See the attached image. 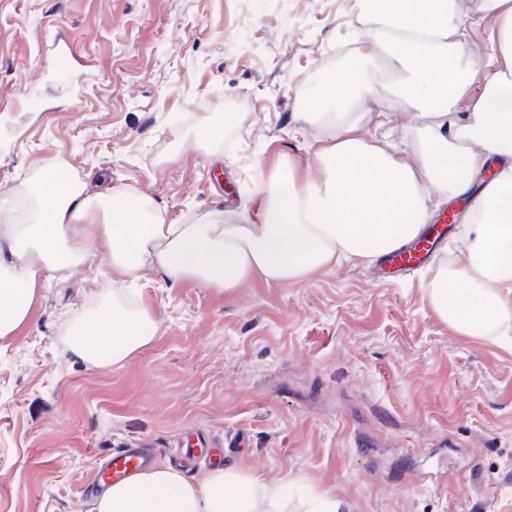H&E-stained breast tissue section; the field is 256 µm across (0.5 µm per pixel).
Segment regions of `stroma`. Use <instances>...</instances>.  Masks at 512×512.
<instances>
[{
    "mask_svg": "<svg viewBox=\"0 0 512 512\" xmlns=\"http://www.w3.org/2000/svg\"><path fill=\"white\" fill-rule=\"evenodd\" d=\"M369 27L351 0H0V187L56 162L148 197L170 224L239 210L285 161L316 173L333 131L295 116ZM362 109L371 139L408 124L381 70ZM219 112L237 117L222 142L192 148ZM424 279L419 267L385 282L361 263L224 293L148 268L136 288L155 338L100 367L69 334L111 281L84 267L44 286L28 324L0 339V512H93L82 489L100 456L148 440L167 465L195 432L245 435L225 466L294 500L512 512V349L457 334ZM176 466L189 479L208 468Z\"/></svg>",
    "mask_w": 512,
    "mask_h": 512,
    "instance_id": "35a3bbf8",
    "label": "stroma"
}]
</instances>
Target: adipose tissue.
I'll use <instances>...</instances> for the list:
<instances>
[{"label": "adipose tissue", "instance_id": "adipose-tissue-1", "mask_svg": "<svg viewBox=\"0 0 512 512\" xmlns=\"http://www.w3.org/2000/svg\"><path fill=\"white\" fill-rule=\"evenodd\" d=\"M371 32L354 63L327 78L304 123L335 134L314 152L317 172L286 162L251 189L254 209L207 212L191 224L165 223L146 198L91 191L47 165L28 191L32 206L0 197V338L27 325L47 279L79 265L108 269L113 283L160 271L231 292L261 278L302 282L346 264L369 262L415 239L434 206L457 196L471 205L457 261L429 272L433 309L459 335L498 342L512 334V0H363ZM491 31L496 62L481 89L470 28ZM387 54L404 76L417 139L400 147L367 139L373 94L367 65ZM151 308L121 294L75 326L71 349L100 366L148 346ZM282 490L235 468L187 479L154 466L105 488L94 512H287Z\"/></svg>", "mask_w": 512, "mask_h": 512}]
</instances>
